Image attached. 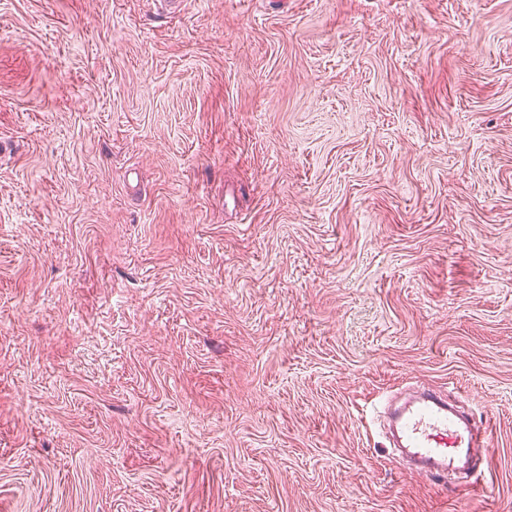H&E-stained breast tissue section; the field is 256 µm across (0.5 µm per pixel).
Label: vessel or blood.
<instances>
[{"label":"vessel or blood","mask_w":512,"mask_h":512,"mask_svg":"<svg viewBox=\"0 0 512 512\" xmlns=\"http://www.w3.org/2000/svg\"><path fill=\"white\" fill-rule=\"evenodd\" d=\"M396 450L425 474L447 478L461 471L473 478L490 446L487 425L459 417L447 399L424 388L393 408Z\"/></svg>","instance_id":"obj_1"}]
</instances>
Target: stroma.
Masks as SVG:
<instances>
[{"label": "stroma", "instance_id": "1", "mask_svg": "<svg viewBox=\"0 0 512 512\" xmlns=\"http://www.w3.org/2000/svg\"><path fill=\"white\" fill-rule=\"evenodd\" d=\"M0 145V512H512V0H0ZM393 448L416 461L426 475L447 479L464 472L473 478L490 447L488 426L459 417L433 389L422 388L392 409Z\"/></svg>", "mask_w": 512, "mask_h": 512}]
</instances>
